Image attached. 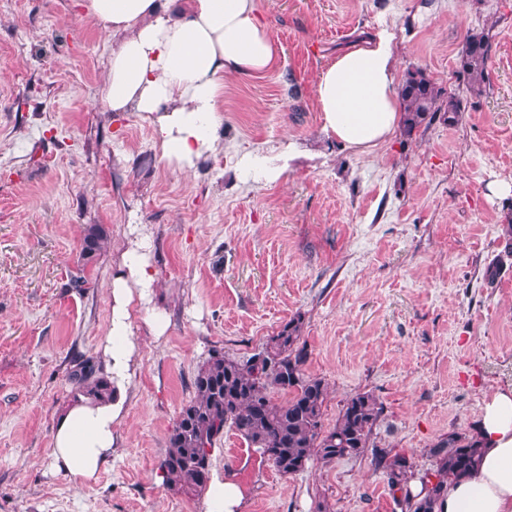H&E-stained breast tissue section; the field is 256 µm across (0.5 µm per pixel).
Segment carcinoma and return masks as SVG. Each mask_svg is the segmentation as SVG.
Returning <instances> with one entry per match:
<instances>
[{
	"label": "carcinoma",
	"mask_w": 512,
	"mask_h": 512,
	"mask_svg": "<svg viewBox=\"0 0 512 512\" xmlns=\"http://www.w3.org/2000/svg\"><path fill=\"white\" fill-rule=\"evenodd\" d=\"M491 35L471 34L460 55L458 74L468 88L478 90L488 78ZM403 130L412 136L439 112L457 114L462 102L445 95L442 88L419 68L407 70L400 83ZM107 240L101 224H87L81 259L93 262ZM302 318L293 317L269 337L262 351L246 360L213 349L198 367L192 382L193 398L184 404L169 430L159 470L165 485L177 493L200 495L210 483L212 453L230 428L248 447L260 454L282 476L303 472L313 460L331 463L363 455L384 407L370 392L357 393L344 403L336 424L323 428L327 401L324 380L305 373L307 349L302 341ZM74 396L107 399L112 383L100 363L86 358L69 373ZM285 396L272 399V392ZM436 468L417 478L408 459L379 448L375 460L384 470L387 484L401 494L404 512H435L448 480L466 475L480 462L475 434L450 432L429 449ZM419 479L424 496H413L410 482Z\"/></svg>",
	"instance_id": "obj_1"
}]
</instances>
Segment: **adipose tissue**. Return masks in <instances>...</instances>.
Wrapping results in <instances>:
<instances>
[{
  "label": "adipose tissue",
  "mask_w": 512,
  "mask_h": 512,
  "mask_svg": "<svg viewBox=\"0 0 512 512\" xmlns=\"http://www.w3.org/2000/svg\"><path fill=\"white\" fill-rule=\"evenodd\" d=\"M85 15L116 43L100 96L109 111L148 119L162 160L187 173L219 144L217 103L224 79L262 75L283 52L256 0H85ZM397 60L388 29L360 33L319 73L315 94L326 136L364 152L389 138L403 120L395 90ZM126 275L113 284L112 317L99 347L115 393L78 397L59 415L51 467L79 482L97 479L112 459L136 373L131 332L136 291L156 272L143 254L125 251ZM478 467L448 483L438 512H512V388L495 391L476 425Z\"/></svg>",
  "instance_id": "obj_1"
}]
</instances>
